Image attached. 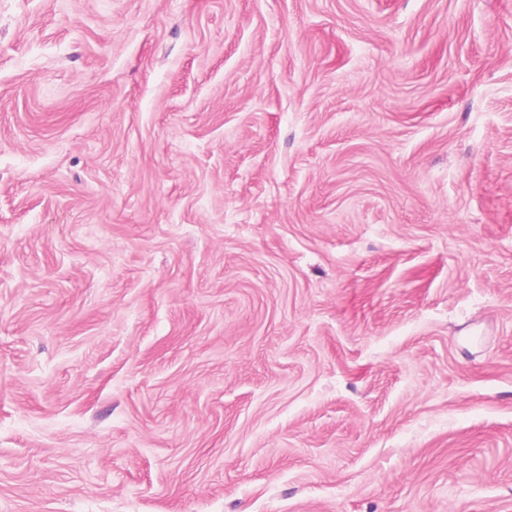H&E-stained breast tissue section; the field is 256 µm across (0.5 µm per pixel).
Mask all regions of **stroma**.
Segmentation results:
<instances>
[{
	"instance_id": "stroma-1",
	"label": "stroma",
	"mask_w": 512,
	"mask_h": 512,
	"mask_svg": "<svg viewBox=\"0 0 512 512\" xmlns=\"http://www.w3.org/2000/svg\"><path fill=\"white\" fill-rule=\"evenodd\" d=\"M0 512H512V0H0Z\"/></svg>"
}]
</instances>
